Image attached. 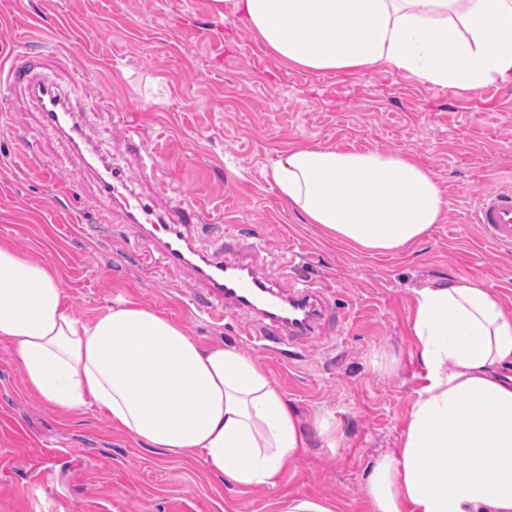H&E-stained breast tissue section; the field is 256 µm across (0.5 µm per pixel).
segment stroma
<instances>
[{"label": "stroma", "instance_id": "35a3bbf8", "mask_svg": "<svg viewBox=\"0 0 512 512\" xmlns=\"http://www.w3.org/2000/svg\"><path fill=\"white\" fill-rule=\"evenodd\" d=\"M64 24L77 28L78 41L50 60L51 73L80 106L98 150L137 173L124 128L98 106L102 95L143 129L180 199L209 223L261 234L259 275L295 259L308 277L334 282L331 304L343 321L275 355L242 340L244 313L220 325L195 315L191 279L171 283L140 270L134 228L93 227L92 182L78 204L58 196L76 158L13 97L0 120V241L48 262L78 316L93 317L121 295L184 322L202 347L250 356L296 409L309 446L278 487L245 492L198 456L146 448L95 409L46 407L0 343V512H280L303 495L370 512L366 477L397 447L423 383L413 289L440 276L480 278L512 312V249L485 239L474 220L486 189H512V86L453 93L385 70H296L225 21L212 0H0V62L26 46L42 49V36ZM16 125L32 131L50 171L15 150ZM302 143L406 153L438 180L448 201L443 221L395 254L336 243L303 223L267 176ZM318 413L331 422V439L315 431Z\"/></svg>", "mask_w": 512, "mask_h": 512}]
</instances>
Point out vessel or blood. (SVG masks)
Listing matches in <instances>:
<instances>
[{
	"instance_id": "b4317fda",
	"label": "vessel or blood",
	"mask_w": 512,
	"mask_h": 512,
	"mask_svg": "<svg viewBox=\"0 0 512 512\" xmlns=\"http://www.w3.org/2000/svg\"><path fill=\"white\" fill-rule=\"evenodd\" d=\"M16 93L28 98L41 127L65 138L80 159L81 167L70 172L65 192L75 194L84 179H91L96 199L105 204L98 216L100 223L116 220L139 230L143 271H161L173 282L192 275L199 313L216 322L232 311L245 313L246 339L269 345L312 334L325 323L331 291L326 282L307 280L298 268L283 264L280 279L292 284L285 292L255 274L253 259L262 253L261 244L246 247L234 260L228 259L225 248L207 251L197 247L193 229L203 222V213L177 201L161 158L132 127L127 134L140 159L139 177L150 184L152 195L147 198L131 189L127 172L112 166L91 144L80 122L81 111L67 90L44 78L38 56L27 50L18 51L0 66V102L9 103ZM475 218L494 242L512 246L511 189H487L478 200Z\"/></svg>"
}]
</instances>
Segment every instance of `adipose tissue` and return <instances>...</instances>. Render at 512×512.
I'll use <instances>...</instances> for the list:
<instances>
[{
  "instance_id": "ef3b65f1",
  "label": "adipose tissue",
  "mask_w": 512,
  "mask_h": 512,
  "mask_svg": "<svg viewBox=\"0 0 512 512\" xmlns=\"http://www.w3.org/2000/svg\"><path fill=\"white\" fill-rule=\"evenodd\" d=\"M215 2L292 68L387 70L451 92L512 85V0ZM269 176L308 223L371 255L415 244L447 209L434 174L400 151L299 145ZM411 331L425 375L398 448L368 476L372 512H512V315L483 280L441 279L415 290ZM0 341L46 404L96 407L161 453L199 454L240 488H276L307 446L250 357L202 348L129 298L80 317L45 262L1 242Z\"/></svg>"
}]
</instances>
